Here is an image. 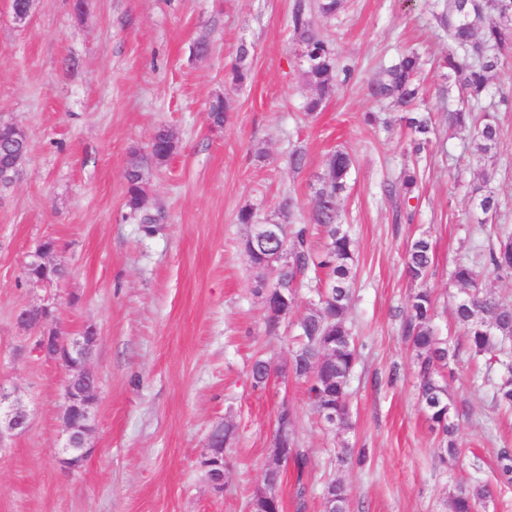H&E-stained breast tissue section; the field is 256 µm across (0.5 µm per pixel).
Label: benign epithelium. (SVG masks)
Listing matches in <instances>:
<instances>
[{
	"instance_id": "obj_1",
	"label": "benign epithelium",
	"mask_w": 512,
	"mask_h": 512,
	"mask_svg": "<svg viewBox=\"0 0 512 512\" xmlns=\"http://www.w3.org/2000/svg\"><path fill=\"white\" fill-rule=\"evenodd\" d=\"M258 228L260 236L273 243L269 266L275 269L288 261L290 251L287 241L277 235L278 225L260 224ZM51 307L53 304L47 300L30 304L18 312L16 320L20 327L29 332L27 341L31 354L64 367L66 377L61 405L64 441L59 450V462L66 471L73 472L80 469L95 450L92 409L98 399V386L89 361L98 336L96 327L88 325L76 336L58 338V346H49V321L34 323L29 315ZM28 424L27 409L0 383V436L22 432Z\"/></svg>"
}]
</instances>
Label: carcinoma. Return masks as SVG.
Returning a JSON list of instances; mask_svg holds the SVG:
<instances>
[{
    "label": "carcinoma",
    "instance_id": "carcinoma-1",
    "mask_svg": "<svg viewBox=\"0 0 512 512\" xmlns=\"http://www.w3.org/2000/svg\"><path fill=\"white\" fill-rule=\"evenodd\" d=\"M440 22L448 34V54L442 66L447 69L448 90H457L466 101L467 108L448 113L449 123L465 128L472 120V112H483L481 121L474 128L470 145L482 157L495 154L500 140V127L495 113L485 105L493 96L492 83L496 73L504 65V52L512 50V0H442ZM344 0H298L293 11V30L303 48L304 69L302 76L313 90L305 104L306 115L313 118L321 111L327 97L340 84L349 81L353 74L350 65L340 60L328 39L321 35L316 19L328 18L339 13ZM248 50L240 48L233 67V79L239 84L246 82L249 68L245 66ZM424 62L416 52L402 55L396 62L380 68L372 79L369 89L379 101H390L401 113L399 120L416 135L413 153L418 155L430 143L434 133L432 117L420 108L423 86L420 75ZM226 102L214 100L208 119L212 128L224 126ZM149 159L159 168L178 149V139L165 125L156 127L149 144ZM27 152V140L22 127L0 118V171L9 166L14 158ZM353 167L349 152L338 149L325 160L322 174L317 176L316 187L308 207L306 221L283 225L284 234L291 245L288 265L277 272L280 288L265 294L266 309L274 314L264 317L267 332L279 328L288 316L277 315L281 295H297L308 271L324 273L325 288L316 290L308 312L298 321L300 345L291 357L296 377L305 379L306 396L313 410L320 417L336 416V428L351 429L348 414L349 381L358 359L357 346L349 326L354 282L355 251L351 237L342 224L340 202L347 192L348 180ZM126 205L129 216L142 224L148 235L155 232V218L149 212V180L143 165L135 164L127 172ZM418 189L417 169H406L400 187L403 202L416 198ZM472 205L484 217L497 213L499 202L484 186L473 188ZM318 226L325 235L324 244L313 249L309 237ZM498 245L490 249L489 264L493 270L512 275V227L507 224L493 225ZM244 249L256 268H263L270 255V246L245 238ZM434 260L433 245L422 234L414 238L407 248L406 272L413 280H423ZM61 268L29 264L23 276L26 283L59 277ZM453 280L463 297L456 303L455 321L464 330L467 347L474 358H482L488 369L499 370L493 395L500 403L512 405V349L505 342H512V302H505L486 291L480 284V274L475 267L458 264ZM432 297L427 289L414 292L409 298V315L404 325L419 368V397L430 428L440 435L439 457L444 463H453L459 454L455 434L456 420L453 404L448 398L447 385L439 380L455 352L436 335L432 326ZM254 385L267 383L270 363L262 358L254 361L251 368ZM278 421L288 432V448L292 455L297 478H302L307 464L303 450L296 447L295 418L288 409L281 410ZM368 459V449L353 448L342 443L337 460L341 466L363 465ZM325 509L346 508L349 490L340 478L327 485ZM494 490L489 485L474 490L459 489L450 497L451 512H476L477 506L491 501Z\"/></svg>",
    "mask_w": 512,
    "mask_h": 512
}]
</instances>
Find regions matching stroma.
I'll use <instances>...</instances> for the list:
<instances>
[{
    "mask_svg": "<svg viewBox=\"0 0 512 512\" xmlns=\"http://www.w3.org/2000/svg\"><path fill=\"white\" fill-rule=\"evenodd\" d=\"M296 0H37L25 26L0 0V116L22 125L28 153L22 178L0 191V382L30 413L28 428L0 437V512H249L265 487L281 408L295 417L308 454L304 475L281 468L283 512H324L334 477L349 488L348 512H450L457 487L493 485L487 512H512V482L498 470L512 450V408L492 399L480 366L453 320L461 292L457 262L481 284L512 300V277L488 264L495 242L481 228L471 184L490 173L500 202L492 221L512 225V110L499 109L497 155L478 158L469 133L449 131L440 69L427 68L424 103L436 120L427 150L413 155V135L399 112L369 94L380 64L415 50L435 60L448 35L434 0H346L320 26L356 73L304 117L310 94L292 29ZM209 53L198 56L196 42ZM247 48L250 76L232 66ZM222 94L224 127L211 130L208 103ZM170 127L178 151L149 180L154 235L127 219L125 174L146 153L154 129ZM307 155L296 173L289 157ZM354 157L343 222L356 265L350 322L359 359L349 388L352 427H325L290 365L295 325L311 297L301 290L275 334L264 328L271 270L253 268L237 213L252 206L259 224H280L291 193L309 200L327 154ZM423 175L413 220L396 223L385 184L405 166ZM428 234L434 265L425 288L433 326L459 352L447 378L460 457L438 458L439 438L418 400V367L403 332L408 299L420 284L405 272L410 241ZM48 238L67 270L49 288L24 285L23 264ZM57 304L61 331L92 324L98 342L89 362L100 381L93 454L75 473L62 470L60 407L65 372L20 350L18 311L44 298ZM274 374L254 387L256 357ZM233 423L224 450V490L215 493L198 465L211 430ZM369 449L365 466L339 467L342 442Z\"/></svg>",
    "mask_w": 512,
    "mask_h": 512,
    "instance_id": "obj_1",
    "label": "stroma"
}]
</instances>
